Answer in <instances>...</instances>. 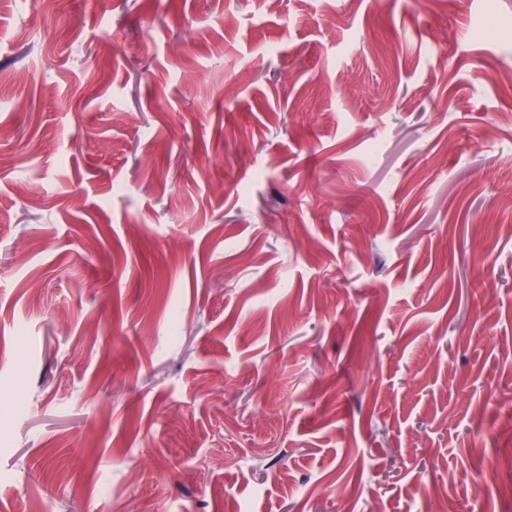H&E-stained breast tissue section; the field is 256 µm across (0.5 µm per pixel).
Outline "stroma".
<instances>
[{"mask_svg": "<svg viewBox=\"0 0 512 512\" xmlns=\"http://www.w3.org/2000/svg\"><path fill=\"white\" fill-rule=\"evenodd\" d=\"M510 485L512 0H0V512Z\"/></svg>", "mask_w": 512, "mask_h": 512, "instance_id": "1", "label": "stroma"}]
</instances>
